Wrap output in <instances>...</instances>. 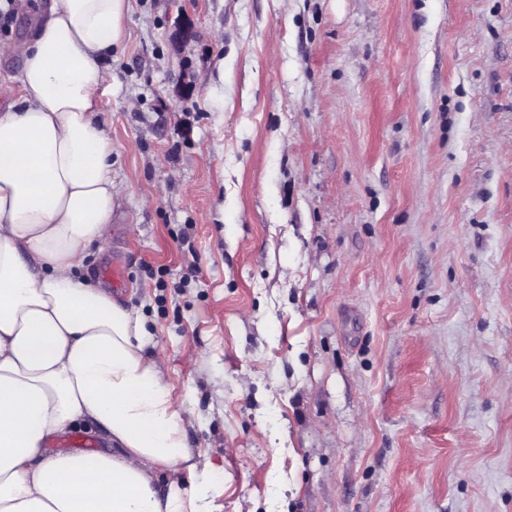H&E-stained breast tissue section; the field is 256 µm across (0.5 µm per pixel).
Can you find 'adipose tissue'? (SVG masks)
<instances>
[{
	"label": "adipose tissue",
	"mask_w": 512,
	"mask_h": 512,
	"mask_svg": "<svg viewBox=\"0 0 512 512\" xmlns=\"http://www.w3.org/2000/svg\"><path fill=\"white\" fill-rule=\"evenodd\" d=\"M129 0H51L0 79V512H208L139 309L81 271L119 188L96 115ZM81 422L115 453L49 452ZM166 492H159V482Z\"/></svg>",
	"instance_id": "1"
}]
</instances>
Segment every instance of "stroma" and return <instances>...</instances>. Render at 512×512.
Listing matches in <instances>:
<instances>
[{
    "instance_id": "stroma-1",
    "label": "stroma",
    "mask_w": 512,
    "mask_h": 512,
    "mask_svg": "<svg viewBox=\"0 0 512 512\" xmlns=\"http://www.w3.org/2000/svg\"><path fill=\"white\" fill-rule=\"evenodd\" d=\"M47 4L0 15L1 76ZM124 29V194L82 264L154 332L211 512H512V0H130Z\"/></svg>"
}]
</instances>
